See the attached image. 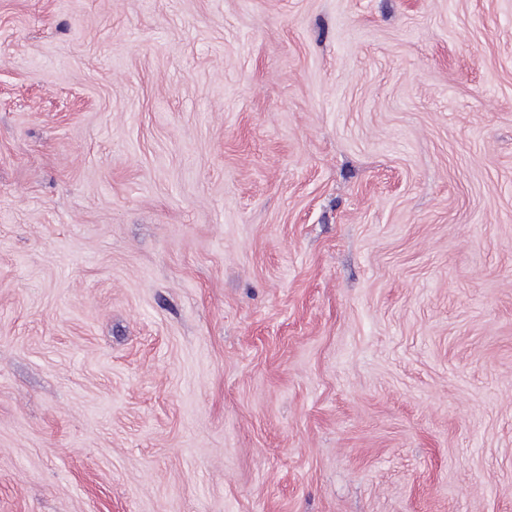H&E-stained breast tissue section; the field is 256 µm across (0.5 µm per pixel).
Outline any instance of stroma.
I'll list each match as a JSON object with an SVG mask.
<instances>
[{"instance_id": "1", "label": "stroma", "mask_w": 512, "mask_h": 512, "mask_svg": "<svg viewBox=\"0 0 512 512\" xmlns=\"http://www.w3.org/2000/svg\"><path fill=\"white\" fill-rule=\"evenodd\" d=\"M0 512H512V0H0Z\"/></svg>"}]
</instances>
